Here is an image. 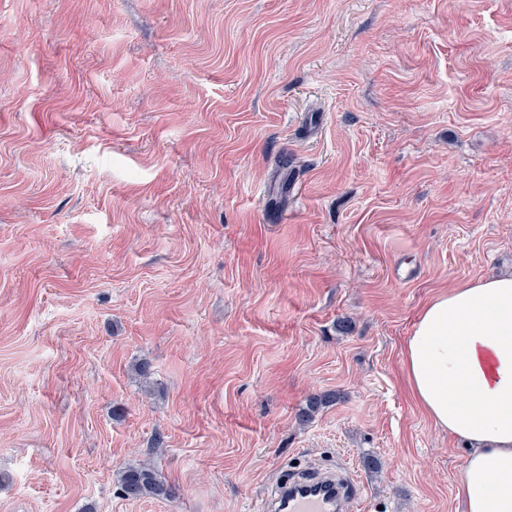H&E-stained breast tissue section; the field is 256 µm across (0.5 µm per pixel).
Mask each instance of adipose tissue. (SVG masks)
I'll list each match as a JSON object with an SVG mask.
<instances>
[{"label":"adipose tissue","mask_w":512,"mask_h":512,"mask_svg":"<svg viewBox=\"0 0 512 512\" xmlns=\"http://www.w3.org/2000/svg\"><path fill=\"white\" fill-rule=\"evenodd\" d=\"M403 363L433 424L472 444L463 512H512V276L465 282L432 299Z\"/></svg>","instance_id":"1"}]
</instances>
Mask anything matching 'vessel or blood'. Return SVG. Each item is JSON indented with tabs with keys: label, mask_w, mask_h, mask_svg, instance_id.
<instances>
[{
	"label": "vessel or blood",
	"mask_w": 512,
	"mask_h": 512,
	"mask_svg": "<svg viewBox=\"0 0 512 512\" xmlns=\"http://www.w3.org/2000/svg\"><path fill=\"white\" fill-rule=\"evenodd\" d=\"M362 493L357 477L310 473L281 484L275 491V512H342Z\"/></svg>",
	"instance_id": "obj_1"
}]
</instances>
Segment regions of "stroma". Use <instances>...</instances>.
<instances>
[{
	"instance_id": "1",
	"label": "stroma",
	"mask_w": 512,
	"mask_h": 512,
	"mask_svg": "<svg viewBox=\"0 0 512 512\" xmlns=\"http://www.w3.org/2000/svg\"><path fill=\"white\" fill-rule=\"evenodd\" d=\"M504 274L512 0H0V512H461L402 350ZM121 495L130 500L170 498L172 488L161 479L154 468L146 464H130L117 473ZM361 493V484L353 475L313 472L281 484L272 502L278 512H338Z\"/></svg>"
}]
</instances>
